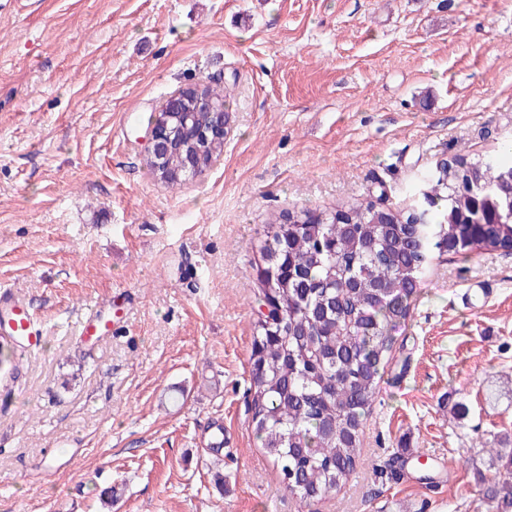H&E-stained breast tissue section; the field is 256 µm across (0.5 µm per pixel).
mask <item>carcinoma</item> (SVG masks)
<instances>
[{"mask_svg": "<svg viewBox=\"0 0 512 512\" xmlns=\"http://www.w3.org/2000/svg\"><path fill=\"white\" fill-rule=\"evenodd\" d=\"M174 144L158 179L186 180L185 161L206 171L224 151L196 138L210 113L183 99L154 117ZM428 212H388L365 198L313 214L290 211L267 226L258 296L277 309L257 319L251 351V425L288 491L307 503L355 472L364 421L389 365L396 334L435 255L475 248L512 253V145L477 158L455 156L427 178ZM19 343L0 336L5 387L18 375ZM491 478L479 474L492 512H512V448H490Z\"/></svg>", "mask_w": 512, "mask_h": 512, "instance_id": "cac0c4a2", "label": "carcinoma"}]
</instances>
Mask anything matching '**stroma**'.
<instances>
[{
    "mask_svg": "<svg viewBox=\"0 0 512 512\" xmlns=\"http://www.w3.org/2000/svg\"><path fill=\"white\" fill-rule=\"evenodd\" d=\"M198 83L227 92L224 152L172 188L147 119ZM509 141L512 0H0V284L41 330L0 388V512H488L512 255L435 257L336 492L288 493L247 390L268 224L382 190L404 207Z\"/></svg>",
    "mask_w": 512,
    "mask_h": 512,
    "instance_id": "1",
    "label": "stroma"
}]
</instances>
